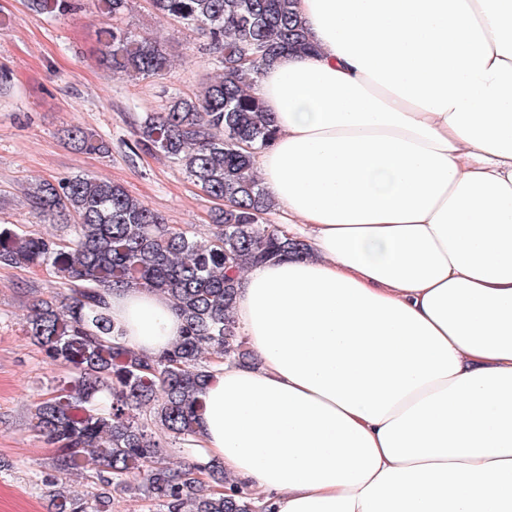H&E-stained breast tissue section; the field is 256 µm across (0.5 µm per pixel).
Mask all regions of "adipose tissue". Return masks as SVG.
<instances>
[{
    "label": "adipose tissue",
    "mask_w": 512,
    "mask_h": 512,
    "mask_svg": "<svg viewBox=\"0 0 512 512\" xmlns=\"http://www.w3.org/2000/svg\"><path fill=\"white\" fill-rule=\"evenodd\" d=\"M254 159L313 248L238 276L194 448L268 512H512V0H296ZM128 346L182 323L112 294Z\"/></svg>",
    "instance_id": "ef3b65f1"
}]
</instances>
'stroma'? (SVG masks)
<instances>
[{"mask_svg": "<svg viewBox=\"0 0 512 512\" xmlns=\"http://www.w3.org/2000/svg\"><path fill=\"white\" fill-rule=\"evenodd\" d=\"M47 16L24 0H0V225L18 232L56 233L33 216L24 191L36 179L81 173L124 185L159 212L167 224L207 231L215 207L182 168L162 154L141 151L134 123L162 111L173 95H190L219 71L199 34L157 16L149 0H133L122 23L138 34L159 36L174 57L163 76L133 80L99 61V16L94 0ZM78 124L105 135L110 156L77 151L60 138ZM59 291L40 268L0 266V512H51L50 446L33 427L34 401L65 369L52 365L23 333L33 304Z\"/></svg>", "mask_w": 512, "mask_h": 512, "instance_id": "1", "label": "stroma"}]
</instances>
